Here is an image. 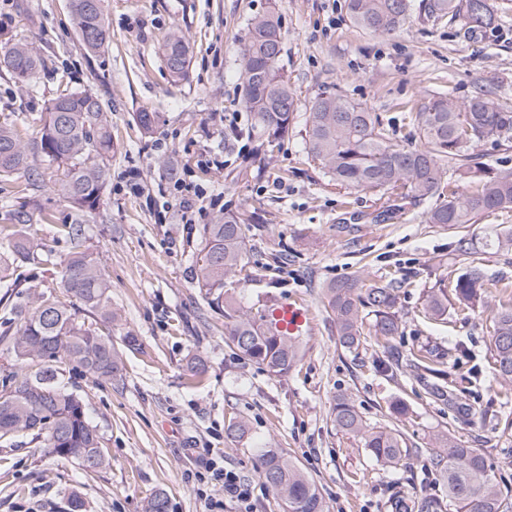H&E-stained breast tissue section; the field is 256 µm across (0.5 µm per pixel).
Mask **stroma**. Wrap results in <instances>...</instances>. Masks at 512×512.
I'll return each instance as SVG.
<instances>
[{
    "label": "stroma",
    "instance_id": "stroma-1",
    "mask_svg": "<svg viewBox=\"0 0 512 512\" xmlns=\"http://www.w3.org/2000/svg\"><path fill=\"white\" fill-rule=\"evenodd\" d=\"M495 27L464 37L459 24L413 11L392 35L353 26L347 0H106L107 45L85 50L69 0H0V37L32 43L44 61L26 87L0 74V123L40 135L45 102L71 91L103 101L112 124L111 177L105 203L89 215L86 249L112 285L116 335L133 332L138 349L123 353L113 384L76 378L100 435L108 467L87 471L77 461L46 455L36 444L0 445V512H61L70 491L87 512H141L156 492L169 512H238L220 485L204 479L205 463L236 472L249 484L250 512H281L257 470L261 449L280 450L319 488L328 512H395V498L426 484L424 460L386 466L360 439L333 423L337 397L351 398L371 425L398 429L409 447L429 448L446 432L481 449L493 479L512 490V387L494 377L491 315L449 300L440 319L423 314L428 289L454 290L470 257L459 238L483 253L488 278L512 286V252L485 249L486 238L512 231V210L445 229L427 223V201H398L329 181L305 152L304 126L293 123L271 159L252 160L243 106L240 49L251 17L275 11L283 35L280 64L307 109L321 92L345 95L385 115L405 143L408 113L434 95L465 103L490 91L512 108V0H494ZM180 29L190 43L185 80L173 81L161 45ZM157 115L152 133L136 116ZM144 193H131L129 172ZM180 180L222 196L199 223L180 221L179 207L151 200L162 181ZM33 201L42 218L28 237L57 259L69 253L71 209L55 175L40 161L13 182H0V251L7 249L9 204ZM245 219L248 281L228 284L246 302L292 298L308 308L311 325L300 358L287 376L268 374L224 342V315L210 309L195 286L192 254L204 225L224 212ZM382 223H372L374 215ZM51 223H44V216ZM365 283L397 280L400 333L390 347L364 326L356 348L340 345L328 317L326 286L347 277ZM431 351L434 371L406 366L409 349ZM207 367L194 379V361ZM404 401L409 413L390 416ZM248 436L233 442L230 423Z\"/></svg>",
    "mask_w": 512,
    "mask_h": 512
}]
</instances>
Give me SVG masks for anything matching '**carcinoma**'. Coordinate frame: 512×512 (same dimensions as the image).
<instances>
[{
	"mask_svg": "<svg viewBox=\"0 0 512 512\" xmlns=\"http://www.w3.org/2000/svg\"><path fill=\"white\" fill-rule=\"evenodd\" d=\"M413 9L412 0H348L354 25L374 34L399 30ZM428 12L449 22L462 23L465 33L493 26L497 14L490 0H427ZM75 28L86 50L96 53L109 38L105 0H71ZM282 32L278 17L270 12L254 17L241 49L240 80L244 104L258 131L255 156H267L266 147L281 139L296 119L298 103L279 59ZM162 50L173 80L186 77L189 43L179 30L170 31ZM41 57L26 41L8 40L0 47V69L20 86L38 71ZM420 144L405 147L393 141L389 123L339 94L318 95L303 113L305 149L319 162L324 175L336 185L357 190L400 192L421 201L431 200L427 223L450 229L474 224L478 216L512 210V170L494 169L477 151L480 143L497 146L512 142V109L503 107L488 91L459 105L442 94L409 113ZM38 157L58 173V191L72 209L68 238L70 252L57 264L53 250L31 242L23 227L33 212L22 205L12 211L14 227L9 253L0 256V302L7 316L0 320V342L11 355L0 370V442L20 439L40 445L44 453L73 459L87 471L108 466L100 450L97 427L88 418L87 405L75 383L64 374L91 376L101 383L122 378L120 350L112 339L110 284L84 249L88 213L99 208L110 176L112 125L100 99L88 91H73L50 99L41 117L40 139L28 144L12 126L0 125V181L29 170ZM458 179L475 186L465 196L448 188V165ZM459 250L473 258L456 279L459 302L475 306L496 286L476 252L465 239ZM243 219L226 214L203 228L197 256L193 258L196 287L209 306L224 313V338L239 355L269 374L288 375L298 362L296 340L303 331L275 327L274 305L246 307L224 292V283L241 275L249 264ZM28 264L60 266V287L70 299L62 302L46 291L24 286L17 270ZM398 286L365 284L358 277L328 284L326 309L336 323L342 346L359 344L365 315L373 316L374 336L382 346L399 334L395 306ZM448 311V293L431 291L424 312L442 317ZM494 332L490 341L495 377L512 384V297L498 298L493 309ZM336 427L363 441L376 460L397 464L418 452L408 447L402 434L388 426H369L355 404L346 397L333 408ZM427 474L440 482L445 496L423 489L408 499L409 512H505L508 494L493 480L485 454L462 448L451 437L435 438L427 449ZM259 474L281 501L285 512H325L316 485L282 454L266 450L259 455ZM165 493L157 492L142 505V512H168Z\"/></svg>",
	"mask_w": 512,
	"mask_h": 512,
	"instance_id": "obj_1",
	"label": "carcinoma"
}]
</instances>
